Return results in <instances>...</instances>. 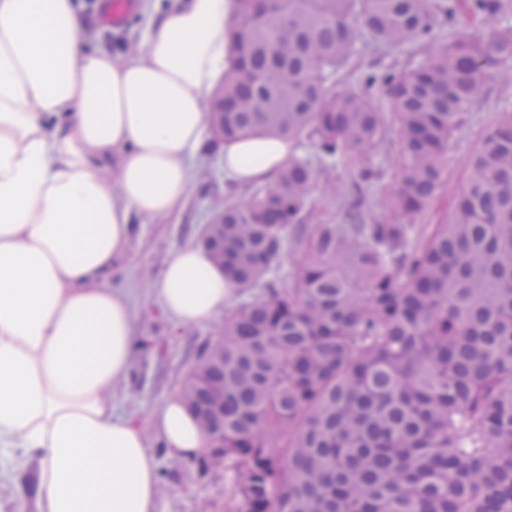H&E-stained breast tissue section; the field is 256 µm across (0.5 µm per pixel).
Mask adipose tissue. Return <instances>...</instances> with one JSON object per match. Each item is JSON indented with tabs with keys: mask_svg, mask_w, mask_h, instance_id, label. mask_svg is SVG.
<instances>
[{
	"mask_svg": "<svg viewBox=\"0 0 512 512\" xmlns=\"http://www.w3.org/2000/svg\"><path fill=\"white\" fill-rule=\"evenodd\" d=\"M233 11V0H176L121 58L91 45L75 0H0V449L38 461L37 512H156L151 440L176 459L208 445L178 397L146 427L115 413L137 312L109 278L134 218L185 206ZM290 153L287 138L249 136L219 164L235 185H259ZM150 291L184 328L235 295L194 243L170 251Z\"/></svg>",
	"mask_w": 512,
	"mask_h": 512,
	"instance_id": "ef3b65f1",
	"label": "adipose tissue"
}]
</instances>
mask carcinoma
<instances>
[{"label": "carcinoma", "instance_id": "1", "mask_svg": "<svg viewBox=\"0 0 512 512\" xmlns=\"http://www.w3.org/2000/svg\"><path fill=\"white\" fill-rule=\"evenodd\" d=\"M234 3L213 141L284 135L314 150L225 201L200 237L250 295L224 309L176 394L219 415L237 512H512L511 112L470 149L448 210L413 223L448 181L486 67L512 64V0ZM445 23L418 65L344 78L360 42L411 48ZM384 147L399 178L389 217L370 220ZM340 164L342 222L308 223ZM295 252L305 261L285 280Z\"/></svg>", "mask_w": 512, "mask_h": 512}]
</instances>
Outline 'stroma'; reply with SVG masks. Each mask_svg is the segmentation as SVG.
I'll return each mask as SVG.
<instances>
[{
  "label": "stroma",
  "mask_w": 512,
  "mask_h": 512,
  "mask_svg": "<svg viewBox=\"0 0 512 512\" xmlns=\"http://www.w3.org/2000/svg\"><path fill=\"white\" fill-rule=\"evenodd\" d=\"M135 2L136 9L115 29L102 20L106 0H80L93 46L123 56L143 43L151 24L152 0ZM433 48V43L428 42L417 50L362 51L354 58L346 78L355 83L383 68L419 63ZM503 112H512V81L502 73L486 76L473 108V118L459 135L451 154V174L437 201L438 208H445L458 192L472 144ZM218 156V150L213 148L195 159L196 178L180 215L162 224L135 219L129 256L113 278L114 283L128 288L134 300L139 341L155 343L154 349L137 352L129 379L112 391L115 411L135 418L144 426L149 425L152 411L174 395L198 347L213 336L217 327L213 321L190 329L177 326L163 313L149 285L172 248L198 241L216 205L229 197L244 195V188L225 182ZM152 452L161 477L158 512H236L239 500L233 493L232 471L200 470L189 461L170 458L157 445ZM36 468V461H28L0 487V512H37L34 500L26 493V482Z\"/></svg>",
  "instance_id": "1"
}]
</instances>
